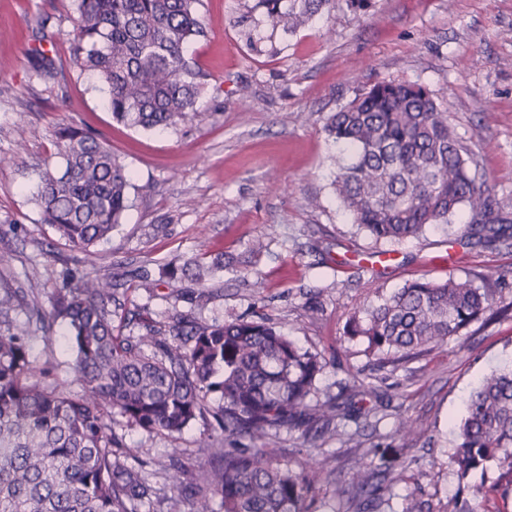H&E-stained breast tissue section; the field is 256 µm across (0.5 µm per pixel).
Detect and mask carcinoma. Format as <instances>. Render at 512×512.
I'll use <instances>...</instances> for the list:
<instances>
[{
  "label": "carcinoma",
  "mask_w": 512,
  "mask_h": 512,
  "mask_svg": "<svg viewBox=\"0 0 512 512\" xmlns=\"http://www.w3.org/2000/svg\"><path fill=\"white\" fill-rule=\"evenodd\" d=\"M76 34L69 57L94 73L108 94L112 118L144 130L168 129L202 117L203 74L183 46L206 37L201 0H72ZM338 0H256L272 27L295 30L305 19L336 11ZM32 68L42 80L58 74L54 57L37 49ZM325 131L352 152L333 187L353 223L377 240L401 242L426 227L470 214L466 244L512 250V212L471 175L447 109L422 86L382 81L332 113ZM62 170L38 172L43 222L86 250L107 240L130 206L125 165L92 130L77 123L55 132ZM222 268L191 260L170 266L171 281L202 285ZM150 291L145 269L130 279L69 269L52 311L26 301L21 288L0 287V512H139L151 503L140 449L112 431L121 418L147 433L181 434L209 423L205 461L194 478L192 512H310L309 493L325 474L310 457L295 470L273 448L281 431L310 440L353 418L348 386L319 397L326 362L299 347L264 318L200 323L176 313L155 321L127 308L126 285ZM505 275L478 285L472 278L418 280L351 313L344 327L379 366L394 364L461 336L487 313L512 312ZM25 308L26 319L12 316ZM67 326L75 358L73 384L32 355V329ZM134 324L137 331L123 328ZM394 432L412 442L419 424L398 416ZM449 465L458 480L451 512H476L490 492L512 498V364L484 377L456 425ZM480 473V483L469 478ZM363 463L336 484L358 512H374L392 495Z\"/></svg>",
  "instance_id": "obj_1"
}]
</instances>
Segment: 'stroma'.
Masks as SVG:
<instances>
[{
	"label": "stroma",
	"instance_id": "obj_1",
	"mask_svg": "<svg viewBox=\"0 0 512 512\" xmlns=\"http://www.w3.org/2000/svg\"><path fill=\"white\" fill-rule=\"evenodd\" d=\"M245 0H202L205 39L185 57L207 77L202 118L186 126L144 131L117 124L96 80L68 61L75 35L71 0H0V283L30 278L44 310L66 269L96 274L158 271L191 257L224 258L208 300L194 304L191 282L160 284L155 293L128 289L129 307L154 318L172 311L201 322L262 317L327 365L320 390L337 393L351 373L391 394L384 406L367 401L344 435L316 443L281 432L277 452L293 468L320 455L328 480L314 492L312 512H355L334 497L335 481L370 462L399 482L379 512H403L413 496L443 512L457 480L448 468L452 425L490 370L512 362V318L470 326L465 344H448L384 369H373L362 344L347 341L353 309L376 289L390 292L416 279L505 275L512 251L470 247L460 230L429 228L416 239L376 240L340 209L331 180L347 154L325 124L332 112L368 85L407 81L432 91L448 108L473 170L501 206L512 209V0H370L363 12L337 7L295 33L272 29L254 13L253 30L238 20ZM332 29L324 41V29ZM53 35L51 54L63 60L57 79H36L32 51L40 30ZM256 45H249V38ZM83 122L98 133L132 177L133 202L107 241L73 248L42 221L32 194L34 171L57 164L54 131ZM318 306L311 316L310 306ZM33 354L71 382L73 352L55 322ZM422 431L406 443L397 415ZM144 459L166 460L182 449L183 478L192 481L208 434L198 421L168 437L118 426ZM356 441H348L350 433Z\"/></svg>",
	"mask_w": 512,
	"mask_h": 512
}]
</instances>
